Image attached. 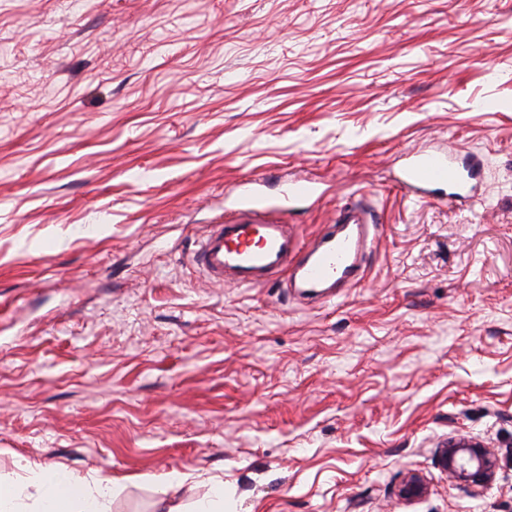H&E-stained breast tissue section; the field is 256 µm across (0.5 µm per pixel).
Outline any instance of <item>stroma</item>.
<instances>
[{
    "instance_id": "stroma-1",
    "label": "stroma",
    "mask_w": 512,
    "mask_h": 512,
    "mask_svg": "<svg viewBox=\"0 0 512 512\" xmlns=\"http://www.w3.org/2000/svg\"><path fill=\"white\" fill-rule=\"evenodd\" d=\"M450 144L471 201L399 187ZM256 174L318 182L307 237L372 211L339 304L193 272ZM34 464L110 512H512V0H0V478ZM439 462L451 479L479 488L492 484L497 468L492 451L478 443H448L439 451Z\"/></svg>"
}]
</instances>
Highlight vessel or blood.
Segmentation results:
<instances>
[{
  "mask_svg": "<svg viewBox=\"0 0 512 512\" xmlns=\"http://www.w3.org/2000/svg\"><path fill=\"white\" fill-rule=\"evenodd\" d=\"M478 166L460 162L452 152L434 149L409 155L401 182L417 198L443 197L457 205L470 194L469 183ZM261 178L249 179L236 194L230 220L214 224L201 236L190 260L211 283L255 288L280 277L285 287L316 297L336 299L337 291L361 281L377 238V226L364 214L350 210L326 225L312 241L303 242L286 215L297 202L316 194L314 182H289L282 204L270 205L260 191Z\"/></svg>",
  "mask_w": 512,
  "mask_h": 512,
  "instance_id": "1",
  "label": "vessel or blood"
}]
</instances>
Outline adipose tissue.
<instances>
[{"mask_svg": "<svg viewBox=\"0 0 512 512\" xmlns=\"http://www.w3.org/2000/svg\"><path fill=\"white\" fill-rule=\"evenodd\" d=\"M110 481L78 480L64 469L28 467L24 477L0 481V512H107Z\"/></svg>", "mask_w": 512, "mask_h": 512, "instance_id": "obj_1", "label": "adipose tissue"}]
</instances>
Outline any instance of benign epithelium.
Instances as JSON below:
<instances>
[{"label": "benign epithelium", "mask_w": 512, "mask_h": 512, "mask_svg": "<svg viewBox=\"0 0 512 512\" xmlns=\"http://www.w3.org/2000/svg\"><path fill=\"white\" fill-rule=\"evenodd\" d=\"M439 462L448 476L470 487L486 488L494 481L497 458L488 448L478 443H449L439 451ZM426 492L423 478L416 472L406 476L400 494L415 499Z\"/></svg>", "instance_id": "7a95c632"}]
</instances>
